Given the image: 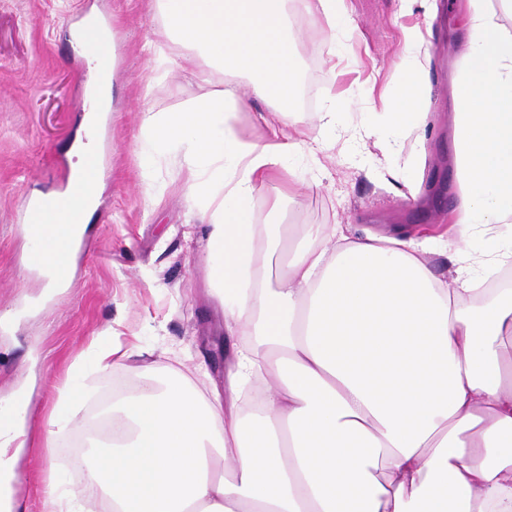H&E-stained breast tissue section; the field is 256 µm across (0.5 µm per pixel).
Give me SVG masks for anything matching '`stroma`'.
I'll return each instance as SVG.
<instances>
[{
    "mask_svg": "<svg viewBox=\"0 0 512 512\" xmlns=\"http://www.w3.org/2000/svg\"><path fill=\"white\" fill-rule=\"evenodd\" d=\"M435 5L431 17L414 14L431 32L420 80L428 118L418 178L427 204H408L405 186L389 174L407 168L413 139H405L404 152L385 156L354 133L355 153L374 168L368 174L329 147L332 133L320 127V113L345 101L336 126L353 129L379 89L400 85L399 0H347L350 19L336 26L332 58L320 52L325 18L294 13L303 60L295 118L304 145L288 159L292 180L276 177L257 190L255 223L349 224L358 235L447 223L460 202L448 124L450 77L464 65L456 45L462 16L459 0ZM92 13L112 18V110L92 139L102 176L86 249L64 285L51 288L25 263L29 235L19 214L27 196L61 193L71 149L84 135V90L94 65L71 54L69 32ZM165 29L153 0H0V418L26 412L25 449L15 463L24 488L17 512H45L42 489L52 476L73 497L83 494L86 479L62 448L44 446L65 397L79 407L70 434L85 436L113 394L134 393L142 378L177 371L203 395L224 388L231 343L212 275L210 227L184 163L170 155L145 161L140 125L143 111L186 109L224 89L225 78L202 82L199 60L166 40ZM277 122L257 97L236 115L254 141L269 137ZM289 185L292 197L270 212V201ZM108 333L133 355L103 373L92 340Z\"/></svg>",
    "mask_w": 512,
    "mask_h": 512,
    "instance_id": "1",
    "label": "stroma"
}]
</instances>
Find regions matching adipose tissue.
<instances>
[{"label":"adipose tissue","mask_w":512,"mask_h":512,"mask_svg":"<svg viewBox=\"0 0 512 512\" xmlns=\"http://www.w3.org/2000/svg\"><path fill=\"white\" fill-rule=\"evenodd\" d=\"M295 1L330 20L347 11L346 0H156L173 42L203 61L202 81L231 78L186 110L144 112L141 128L188 166L212 227L224 329L252 343L214 399L173 372L113 402L86 496L50 481L47 512H512V289L471 300L512 264V35L489 0H466L465 66L450 80L461 201L445 234L306 225L295 246L262 234L251 201L302 143L284 127L251 141L234 122L251 95L291 118ZM403 39V85L383 96L382 126L364 129L389 151L388 131L427 118L428 42L417 26ZM244 74L245 95L234 82ZM36 227L54 282L65 281L63 213ZM433 249L451 254L447 277L424 261ZM271 266L275 286L255 282Z\"/></svg>","instance_id":"1"}]
</instances>
